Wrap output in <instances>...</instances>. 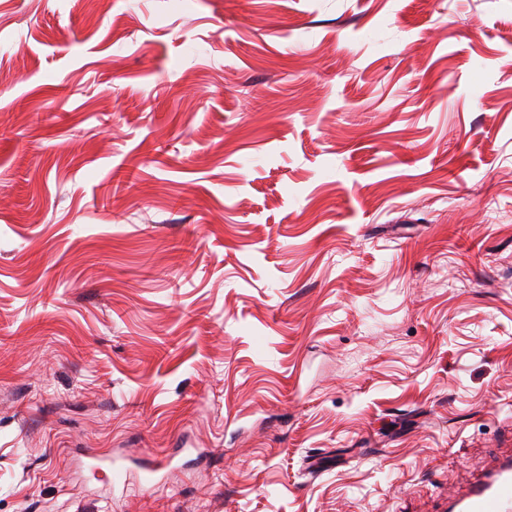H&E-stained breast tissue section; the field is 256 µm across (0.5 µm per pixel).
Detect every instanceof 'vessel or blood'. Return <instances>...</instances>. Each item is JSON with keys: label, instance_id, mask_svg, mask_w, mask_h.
Wrapping results in <instances>:
<instances>
[{"label": "vessel or blood", "instance_id": "b4317fda", "mask_svg": "<svg viewBox=\"0 0 512 512\" xmlns=\"http://www.w3.org/2000/svg\"><path fill=\"white\" fill-rule=\"evenodd\" d=\"M448 512H512V453L497 457L464 492L450 496Z\"/></svg>", "mask_w": 512, "mask_h": 512}]
</instances>
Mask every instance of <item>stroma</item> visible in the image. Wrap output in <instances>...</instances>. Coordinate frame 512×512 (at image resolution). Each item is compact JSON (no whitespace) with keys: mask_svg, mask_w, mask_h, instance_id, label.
<instances>
[{"mask_svg":"<svg viewBox=\"0 0 512 512\" xmlns=\"http://www.w3.org/2000/svg\"><path fill=\"white\" fill-rule=\"evenodd\" d=\"M505 448L512 0H0V512H447Z\"/></svg>","mask_w":512,"mask_h":512,"instance_id":"35a3bbf8","label":"stroma"}]
</instances>
